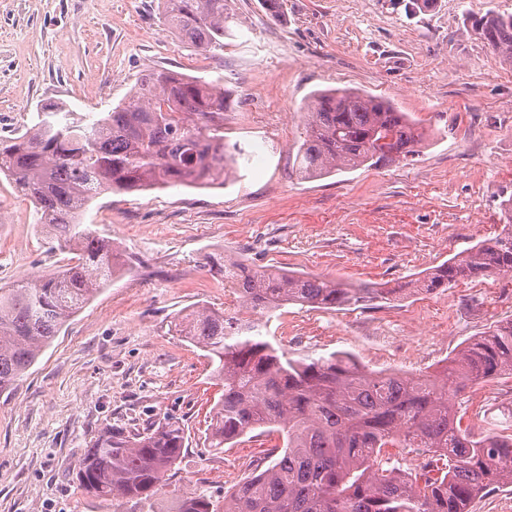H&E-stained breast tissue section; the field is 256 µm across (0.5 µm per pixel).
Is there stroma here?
<instances>
[{
	"label": "stroma",
	"instance_id": "1",
	"mask_svg": "<svg viewBox=\"0 0 512 512\" xmlns=\"http://www.w3.org/2000/svg\"><path fill=\"white\" fill-rule=\"evenodd\" d=\"M230 0L234 37L212 55L164 30L159 0H0V141L42 108L96 117L142 74L223 78L224 141L246 152L224 185L106 193L82 224L121 256L111 282L0 395V512H174L176 497L225 491L266 462L275 435L208 448L222 386L204 351L177 336L194 307L236 309L226 259L350 283L397 285L496 236L512 199V66L469 16L512 0ZM392 101L426 133L410 163L301 179L293 163L303 106L317 90ZM70 257L36 208L0 177V288L56 272ZM512 319V279L474 278L388 303L288 305L265 332L295 359L352 354L375 371L433 372L473 337ZM476 434H512V379L470 384L460 408ZM186 448L155 498L84 493L78 462L107 427L137 432L164 417Z\"/></svg>",
	"mask_w": 512,
	"mask_h": 512
}]
</instances>
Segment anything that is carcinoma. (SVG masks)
<instances>
[{
  "label": "carcinoma",
  "mask_w": 512,
  "mask_h": 512,
  "mask_svg": "<svg viewBox=\"0 0 512 512\" xmlns=\"http://www.w3.org/2000/svg\"><path fill=\"white\" fill-rule=\"evenodd\" d=\"M166 31L196 50L224 49L234 17L228 0H160ZM472 28L512 65V13L491 10ZM224 83L164 70L141 76L129 98L105 115L47 118L0 144V173L35 204L72 257L61 270L0 289V394L35 363L68 320L106 286L118 265L112 245L81 228L85 208L106 192L224 184L239 149L224 145ZM306 134L295 157L303 179L407 161L423 133L388 100L352 89L314 92L305 104ZM502 232L454 254L398 288L224 261V280L241 306L273 312L288 304L347 307L435 292L476 277H512V205ZM174 331L208 353L224 385L209 447L222 448L257 429L281 434L268 466L224 494L222 512H470L495 486L512 485V435H473L458 409L466 385L512 378V319L472 339L430 374L367 370L351 355L293 359L233 317L194 306ZM185 434L173 419L127 434L108 429L79 463L77 479L93 496L152 499L181 459ZM391 448H421L411 475ZM176 512H215L204 494L177 499Z\"/></svg>",
  "instance_id": "cac0c4a2"
}]
</instances>
